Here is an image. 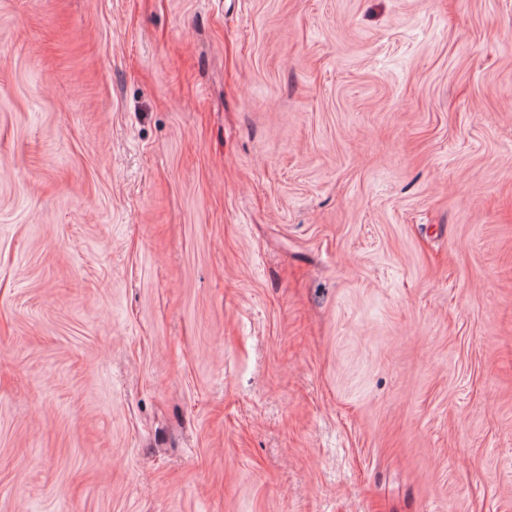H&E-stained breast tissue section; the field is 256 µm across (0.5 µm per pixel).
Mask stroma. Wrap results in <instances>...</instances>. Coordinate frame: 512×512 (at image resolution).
Segmentation results:
<instances>
[{"instance_id": "35a3bbf8", "label": "stroma", "mask_w": 512, "mask_h": 512, "mask_svg": "<svg viewBox=\"0 0 512 512\" xmlns=\"http://www.w3.org/2000/svg\"><path fill=\"white\" fill-rule=\"evenodd\" d=\"M0 512H512V0H0Z\"/></svg>"}]
</instances>
